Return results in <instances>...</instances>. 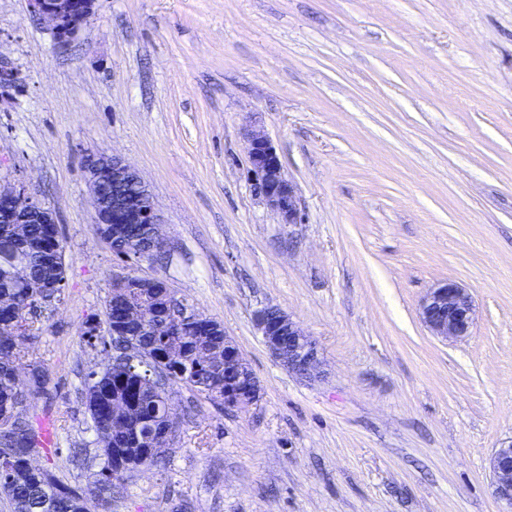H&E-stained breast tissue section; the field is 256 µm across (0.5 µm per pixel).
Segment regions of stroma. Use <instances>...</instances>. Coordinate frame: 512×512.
<instances>
[{"label": "stroma", "mask_w": 512, "mask_h": 512, "mask_svg": "<svg viewBox=\"0 0 512 512\" xmlns=\"http://www.w3.org/2000/svg\"><path fill=\"white\" fill-rule=\"evenodd\" d=\"M0 184L53 208L66 288L28 342L49 372L24 416L37 467L96 481L83 389L120 261L99 238L87 154L149 186L169 243L138 263L220 321L261 385L227 409L168 389L165 467L128 475L111 512H500L487 459L512 438V0H97L57 44L0 0ZM297 188L288 225L246 176V124ZM453 280L476 306L445 342L419 317ZM273 304L317 343L306 380L266 349ZM83 449L73 464V449Z\"/></svg>", "instance_id": "obj_1"}]
</instances>
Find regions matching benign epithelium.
I'll return each instance as SVG.
<instances>
[{"instance_id": "1", "label": "benign epithelium", "mask_w": 512, "mask_h": 512, "mask_svg": "<svg viewBox=\"0 0 512 512\" xmlns=\"http://www.w3.org/2000/svg\"><path fill=\"white\" fill-rule=\"evenodd\" d=\"M96 0H28L30 13L47 23L55 41L66 43L74 38L94 14ZM247 151L250 162L248 177L254 182L265 204L278 214L284 224L301 223L295 185L288 180L276 147L262 131L247 132ZM89 184V199L96 216L100 238L112 253L122 258L151 262V251L137 241L125 239L126 224H141L144 238L162 249L168 248L160 232L161 217L151 192L139 200L132 194L135 184L144 183L138 171L116 154L91 155L85 161ZM49 224L58 228L55 211L30 193L24 184L0 185V225H11V233L0 239L7 246L25 237L28 222ZM62 281L50 279L37 284L41 289L34 306L44 308L55 302ZM111 294L125 299L124 309L112 319V358H119L134 369L156 370V388L167 390L170 356L157 353L144 355L129 339L131 331L154 328L158 334L170 330L173 318L192 317L202 324L199 332L216 327L212 318L203 317L190 307H179L178 297L157 277H146L132 269L122 268L112 273ZM32 308L22 309L9 300L0 301V327L4 320L19 322L31 315ZM422 322L431 335L445 341H461L471 336L476 319L473 297L454 281L440 282L428 289L419 306ZM255 324L270 354L285 368L306 378L319 374L321 360L315 341L302 327L278 306L266 305L255 315ZM260 383L249 364L243 359L235 341L224 336V386L211 391V396L227 409H244L257 403ZM125 404L112 401V435L123 436L127 445L112 449V458L119 470L138 465L137 459L151 454L171 451L172 413L166 414V428L152 435L151 445L138 447L140 435L129 432L121 415ZM35 452L23 448L16 455L10 480L22 479L31 469ZM493 494L503 512H512V439L501 442L489 458Z\"/></svg>"}]
</instances>
